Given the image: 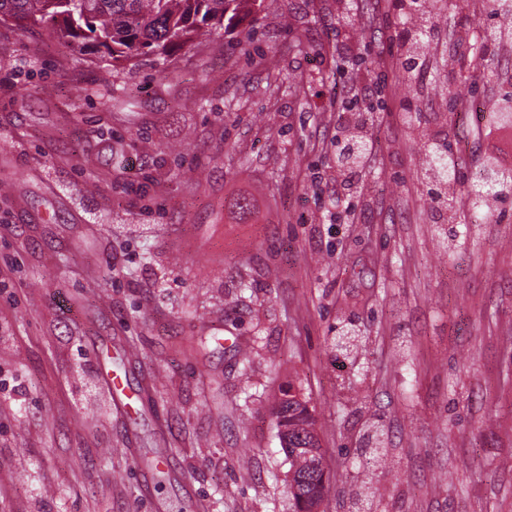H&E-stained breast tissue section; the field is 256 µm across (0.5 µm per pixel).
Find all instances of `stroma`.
I'll return each mask as SVG.
<instances>
[{
	"mask_svg": "<svg viewBox=\"0 0 512 512\" xmlns=\"http://www.w3.org/2000/svg\"><path fill=\"white\" fill-rule=\"evenodd\" d=\"M459 10L409 80L393 0H280L112 69L0 24V512H293L289 388L323 512H512V197L465 205L487 157L512 168L485 109L512 49L475 44L492 0L466 37ZM450 154L446 153L441 145L427 146V167L424 176L430 180L432 186L431 200L433 207L438 210L443 206H448V179L451 177L453 170L448 168V159ZM431 171V172H429ZM275 417L280 444L290 464L289 485L294 512H318L329 474L309 403L288 390L275 407Z\"/></svg>",
	"mask_w": 512,
	"mask_h": 512,
	"instance_id": "35a3bbf8",
	"label": "stroma"
}]
</instances>
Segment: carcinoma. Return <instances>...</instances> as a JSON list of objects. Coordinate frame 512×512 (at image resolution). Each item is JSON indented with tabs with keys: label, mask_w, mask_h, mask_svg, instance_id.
Masks as SVG:
<instances>
[{
	"label": "carcinoma",
	"mask_w": 512,
	"mask_h": 512,
	"mask_svg": "<svg viewBox=\"0 0 512 512\" xmlns=\"http://www.w3.org/2000/svg\"><path fill=\"white\" fill-rule=\"evenodd\" d=\"M277 0H0V23L18 29H47L69 48L92 47L112 66L140 57H167L187 44L214 34H229L242 22L255 24ZM444 0H411L418 25L432 22ZM449 154L427 146L424 176L433 189L434 208L448 206ZM512 195V173L495 171L469 193L472 210L483 214L489 197ZM281 447L290 464L289 485L294 512H319L329 474L315 422L306 399L290 391L275 407Z\"/></svg>",
	"instance_id": "obj_1"
}]
</instances>
